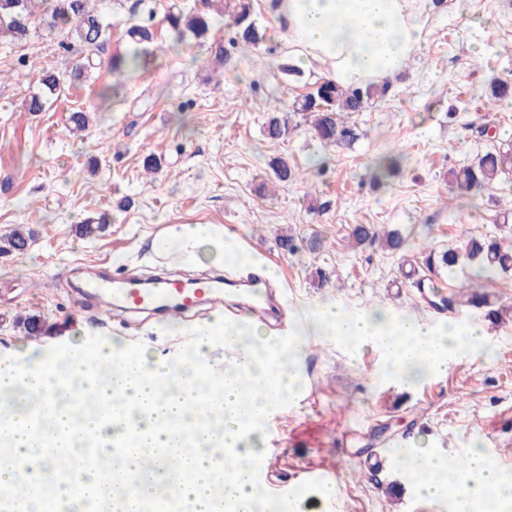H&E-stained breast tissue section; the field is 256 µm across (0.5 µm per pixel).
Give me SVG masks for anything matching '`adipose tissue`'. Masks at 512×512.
<instances>
[{
  "mask_svg": "<svg viewBox=\"0 0 512 512\" xmlns=\"http://www.w3.org/2000/svg\"><path fill=\"white\" fill-rule=\"evenodd\" d=\"M299 63L343 86L382 81L406 69L427 34L432 0H263ZM314 322L341 339H372L387 375L401 380L447 370L483 342L480 326L439 329L382 309L346 315L332 305ZM192 366L134 354L106 342L88 364L76 345L59 356L23 355L0 363V496L14 512H103L89 491L101 469H74L84 439L124 479L109 492L110 512H142L157 485L178 490L194 512H258L257 468L263 426L300 382V340L280 341L250 324H225L223 312L195 330ZM223 336L227 356L213 379L208 351ZM173 464L145 473L148 451ZM227 465H215L216 456ZM420 496L449 512H512V475L481 450L448 468L430 452L404 451Z\"/></svg>",
  "mask_w": 512,
  "mask_h": 512,
  "instance_id": "obj_1",
  "label": "adipose tissue"
}]
</instances>
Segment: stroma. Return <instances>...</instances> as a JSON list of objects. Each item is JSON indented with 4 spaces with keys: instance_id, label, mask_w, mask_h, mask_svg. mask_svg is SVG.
Here are the masks:
<instances>
[{
    "instance_id": "obj_1",
    "label": "stroma",
    "mask_w": 512,
    "mask_h": 512,
    "mask_svg": "<svg viewBox=\"0 0 512 512\" xmlns=\"http://www.w3.org/2000/svg\"><path fill=\"white\" fill-rule=\"evenodd\" d=\"M267 37L259 48L216 60L212 44L231 32L217 23L211 43L173 41L159 27L150 66L125 75L120 97H104L113 76L105 70L73 82L44 112H26L41 92L44 72L70 74L77 56L53 36L37 32L24 45L0 47V236L17 227L34 234L26 251L0 255V362L26 347L60 353L73 342L94 348L98 338L124 340L133 352L176 360L192 345L191 328L211 320L204 303L186 314L185 332L170 330L150 310L109 304L83 288L91 268L108 278H244L271 266L285 311L280 336L307 326L300 363L302 384L264 425L267 481L298 489L301 512H448V504L421 497L402 472L365 474L360 459L374 448L411 436L445 461L486 449L512 474V325L493 327L485 310L456 317L478 324L482 349L418 382L384 377L372 342L352 345L310 326L316 309L333 304L356 314L384 308L429 320L416 304L407 273L417 252L399 257L379 245L352 246L356 223L400 229L414 245L460 244L461 229L494 232L499 212L512 206V183L502 182L473 201L448 190V171L470 164L495 146L512 145V101H490L493 80L512 79V0H444L431 13L428 36L406 70L390 77L387 97L352 115L358 138L322 145L309 126L271 143L267 113L285 111L316 75L272 77L267 62L289 53L260 0L253 5ZM93 114L87 131L73 132L69 117ZM493 128L494 138L479 136ZM403 161L386 185L372 174L378 156ZM164 167L145 172L148 155ZM284 157L307 182L280 184L268 166ZM96 168H89L90 159ZM109 215L105 230L82 236L75 227ZM208 224L209 242L168 243L174 227ZM297 236L288 254L280 236ZM325 244L307 248L313 234ZM326 283H319L317 271ZM38 317L39 335L20 321ZM329 469L333 496L305 484L304 471Z\"/></svg>"
}]
</instances>
